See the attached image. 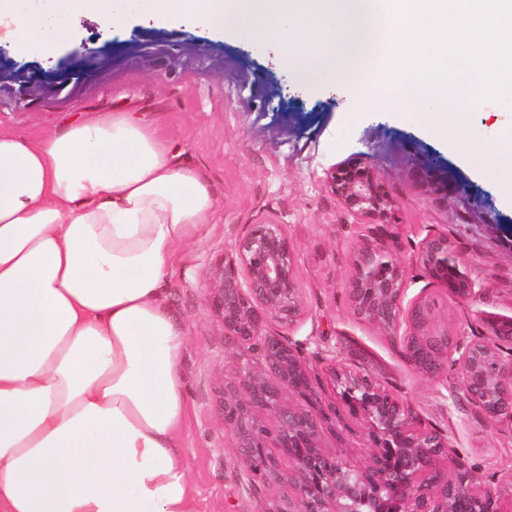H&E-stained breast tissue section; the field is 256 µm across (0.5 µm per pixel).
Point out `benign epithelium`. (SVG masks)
<instances>
[{
	"instance_id": "obj_1",
	"label": "benign epithelium",
	"mask_w": 512,
	"mask_h": 512,
	"mask_svg": "<svg viewBox=\"0 0 512 512\" xmlns=\"http://www.w3.org/2000/svg\"><path fill=\"white\" fill-rule=\"evenodd\" d=\"M329 187L351 215L364 218L347 285L353 315L390 337L403 359L431 381L459 375L464 396L493 423L512 425V318L478 311L482 337L459 330L433 334L425 303L403 307L404 271L398 236L392 231L394 202L365 157L351 156L330 173ZM425 277L461 303H484L491 282L459 261L446 234L420 243ZM210 309L224 325V345L236 351L217 405L224 431L237 449L241 481L288 484L284 498H260L253 512H512L500 492L481 484L461 465L442 464L448 441L424 424L402 400L368 372L336 363V352L308 343L291 344L272 324L294 328L304 317L295 255L283 224H251L239 236L206 288ZM326 364L335 388L324 403L309 359ZM345 407L365 416L371 452L365 466L322 443L320 418L341 416Z\"/></svg>"
}]
</instances>
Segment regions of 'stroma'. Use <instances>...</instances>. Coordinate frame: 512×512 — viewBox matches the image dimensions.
Segmentation results:
<instances>
[{"instance_id":"obj_1","label":"stroma","mask_w":512,"mask_h":512,"mask_svg":"<svg viewBox=\"0 0 512 512\" xmlns=\"http://www.w3.org/2000/svg\"><path fill=\"white\" fill-rule=\"evenodd\" d=\"M75 45L46 56L18 54L0 33V130L34 140L74 119L126 112L155 130L179 159L197 165L217 206L191 243L173 257L166 301L187 336L183 360L188 419L184 463L194 487L193 512H252L257 498L277 493L270 482L245 485L237 477L236 451L224 432L216 394L235 354L224 346V327L206 304V286L224 250L251 224L286 226L306 315L289 341L305 339L336 352L349 367L370 370L395 397L408 402L426 424L448 439V460L481 481L512 473V426L496 425L462 395L456 373L447 384L425 379L393 342L356 319L346 284L358 244V218L331 192L327 173L362 154L375 167L394 201L406 270L405 305L425 301L430 327L482 333L473 307L424 278L416 262L422 239L448 234L461 262L490 278L494 292L483 311L512 317V161L497 156L500 128L512 125V108L496 101L473 103L451 85L424 112H464L463 128L435 134L386 110L357 108L345 83L308 91L284 68L285 46L256 39L246 29L228 35L190 22L156 25L150 8L123 33H110L94 18L73 23ZM452 172L463 195L433 191L420 163ZM485 200L496 222L466 197ZM340 436L350 459L366 463L362 415L344 413Z\"/></svg>"}]
</instances>
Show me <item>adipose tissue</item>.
<instances>
[{"instance_id":"obj_1","label":"adipose tissue","mask_w":512,"mask_h":512,"mask_svg":"<svg viewBox=\"0 0 512 512\" xmlns=\"http://www.w3.org/2000/svg\"><path fill=\"white\" fill-rule=\"evenodd\" d=\"M216 205L124 113L0 131V512H191L164 283Z\"/></svg>"}]
</instances>
